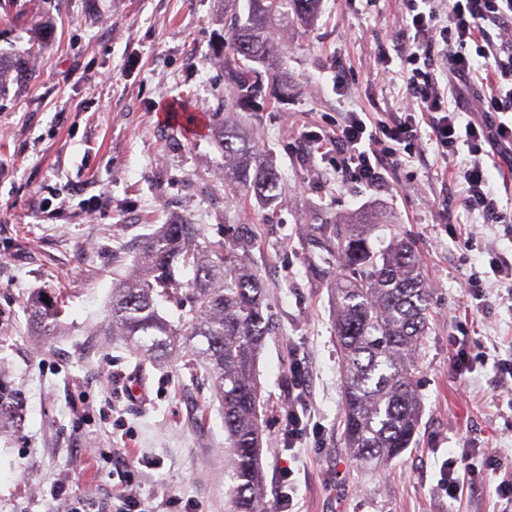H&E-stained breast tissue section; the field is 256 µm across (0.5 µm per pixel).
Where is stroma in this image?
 I'll list each match as a JSON object with an SVG mask.
<instances>
[{"instance_id": "35a3bbf8", "label": "stroma", "mask_w": 512, "mask_h": 512, "mask_svg": "<svg viewBox=\"0 0 512 512\" xmlns=\"http://www.w3.org/2000/svg\"><path fill=\"white\" fill-rule=\"evenodd\" d=\"M405 15L403 0H319L311 25L277 31L287 100L224 113L273 150L280 198L263 206L225 188L212 134L157 118L168 101L210 113L228 98L210 62L224 41V0H0V368L19 394L0 427V512H62L52 495L60 482L69 497L119 512L103 448L132 461L143 498L230 512L224 408L208 373L180 358L141 363L103 333L116 275L176 216L206 241L222 239L228 222L258 230L252 259L278 326L258 364L267 504L289 468L295 512H505L493 483H467L454 499L443 483L461 449L512 457V408L494 396L492 366L465 379L452 367L459 324L472 342L512 346V310L493 300L475 315L465 296L472 271L488 268L487 254L466 246L469 233L510 256L512 227L466 209L458 167L467 146L446 162L421 141L414 159L367 186L300 141L348 112L400 110L398 56L413 36ZM380 55L393 59L390 78L376 73ZM358 216L377 218L372 241L395 232L414 243L431 302L419 431L378 469L356 466L344 446L334 292L312 281L301 246L310 225ZM37 295L61 300L57 335L33 328ZM288 347L305 356L315 412L293 441L283 417ZM138 383L146 399L131 393Z\"/></svg>"}]
</instances>
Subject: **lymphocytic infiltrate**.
<instances>
[{
    "label": "lymphocytic infiltrate",
    "instance_id": "1",
    "mask_svg": "<svg viewBox=\"0 0 512 512\" xmlns=\"http://www.w3.org/2000/svg\"><path fill=\"white\" fill-rule=\"evenodd\" d=\"M405 5L414 35L402 52L403 63L411 67L402 111L380 118L350 112L335 130H305L301 138L311 146H328L336 154L339 172L371 186L383 183L390 165L414 157L417 141H430L444 159L457 153L459 143H466L469 157L459 171L466 207L485 222L511 224L512 211L500 208L489 186L485 159L498 151L512 169V39L493 40L487 30L491 24L503 30L512 27V0H405ZM439 44L444 52L438 56L434 49ZM478 57L494 62L493 77L483 95L485 117L464 123L459 108L450 107L448 91L437 75L444 72L452 79L472 80ZM455 349L453 368L458 375L492 364L493 388L498 392L505 377L512 376V352L493 354L465 337L456 339ZM293 367L286 414L292 438L302 433L311 417L306 369L298 358ZM462 470L470 477L495 481L498 497L512 504V467L476 450L449 457L445 484L449 497L460 492Z\"/></svg>",
    "mask_w": 512,
    "mask_h": 512
}]
</instances>
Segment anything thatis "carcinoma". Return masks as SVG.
I'll use <instances>...</instances> for the list:
<instances>
[{
    "label": "carcinoma",
    "instance_id": "carcinoma-1",
    "mask_svg": "<svg viewBox=\"0 0 512 512\" xmlns=\"http://www.w3.org/2000/svg\"><path fill=\"white\" fill-rule=\"evenodd\" d=\"M318 0H247L246 11L231 3L220 62L231 104L255 111L265 98L258 66L278 79L283 53L273 40L275 26L293 13L309 25ZM216 145L224 153V185L259 201L280 197L278 176L258 141L225 127L213 112ZM313 224L307 250L322 256L313 274H333L334 331L341 358L345 445L359 464L381 466L400 456L417 431L420 400L415 370L426 336L429 296L419 288L421 267L413 244L396 237L375 250L368 226ZM227 239L202 244L199 226L173 220L149 236L135 269L116 279L104 334L119 337L143 361L157 363L184 352L206 366L224 406L229 455L231 512H269L262 502L258 466L261 386L256 363L274 323L265 288L246 256L257 241L253 224H230ZM181 308L177 322L160 303ZM55 306L37 298L32 325L54 336L60 325Z\"/></svg>",
    "mask_w": 512,
    "mask_h": 512
}]
</instances>
